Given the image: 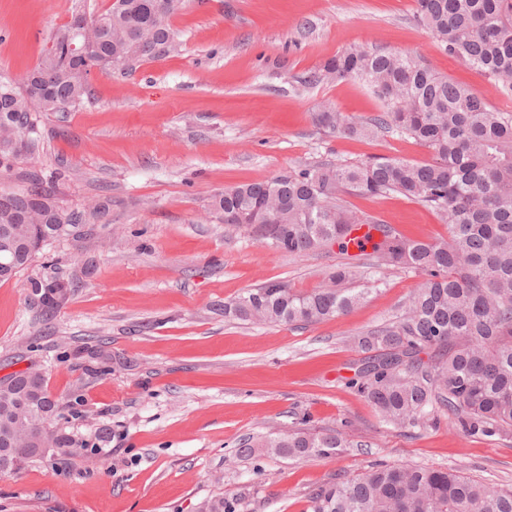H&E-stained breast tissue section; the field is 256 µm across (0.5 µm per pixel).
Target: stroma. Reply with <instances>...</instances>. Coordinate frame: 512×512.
I'll use <instances>...</instances> for the list:
<instances>
[{
    "label": "stroma",
    "instance_id": "stroma-1",
    "mask_svg": "<svg viewBox=\"0 0 512 512\" xmlns=\"http://www.w3.org/2000/svg\"><path fill=\"white\" fill-rule=\"evenodd\" d=\"M109 2L0 0V79L22 85L72 13ZM414 10L415 0H184L173 19L179 53L125 74L92 70L88 100L44 118L39 157L17 161L0 189L37 177L66 210L99 202L108 215L0 283V377L41 369L54 396L77 403L63 427L104 435L105 453L0 474V512H198L217 494L241 500L242 512H307L313 489L377 465L451 467L512 488V438L470 437L445 417L386 424L351 384L368 359L351 337L398 315L417 273L388 271L352 313L318 324L224 315L225 301L268 282L309 291L346 262L358 284L373 274L372 253L291 255L225 224L210 208L224 188L325 159L431 157L411 139L318 130L321 101L357 119L381 108L353 80L305 85L325 60L352 43L410 52L512 111V97L444 53ZM349 202L409 238L448 236L437 213L404 196ZM32 279L70 284L53 317L42 316ZM101 342L109 359L81 358ZM296 428L340 429L352 446L332 459L266 453L265 441Z\"/></svg>",
    "mask_w": 512,
    "mask_h": 512
}]
</instances>
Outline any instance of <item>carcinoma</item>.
<instances>
[{
	"instance_id": "obj_1",
	"label": "carcinoma",
	"mask_w": 512,
	"mask_h": 512,
	"mask_svg": "<svg viewBox=\"0 0 512 512\" xmlns=\"http://www.w3.org/2000/svg\"><path fill=\"white\" fill-rule=\"evenodd\" d=\"M183 0H115L90 14L75 13L54 36L24 88L0 80V174L33 155L42 116L64 112L88 93L89 71L73 58L80 40L104 70L137 65L179 51L172 18ZM417 23L448 54L483 71L494 91L512 96V0H417ZM353 78L380 101L382 111L353 120L328 102L314 114L325 133L413 139L432 158L414 162L307 164L267 181L224 189L212 207L224 223L247 225L276 250L309 254L335 244L344 252L359 224L384 234L374 245L375 268H405L422 282L393 322L351 338L376 352L356 373L358 391L395 427H420L442 414L472 437H512V112H499L448 81L415 54L351 44L326 60L304 83ZM400 194L438 212L448 239L406 238L372 215L352 209L350 195ZM105 220L94 204L66 212L55 194L33 179L27 190H0V235L15 236L0 282L16 277L72 224ZM354 267L340 264L326 283L297 292L269 282L224 303V316L252 324H317L352 312L372 292L353 288ZM45 316L67 301L70 288L30 282ZM430 355L423 361L421 354ZM70 404L48 390L43 373L28 368L0 379V458L11 471L43 458L67 456L89 443L59 426ZM350 447L336 430L296 429L268 441L276 456L329 459ZM240 503L215 495L199 512H239ZM309 512H512V489L463 476L454 469L413 465L375 467L314 489Z\"/></svg>"
}]
</instances>
